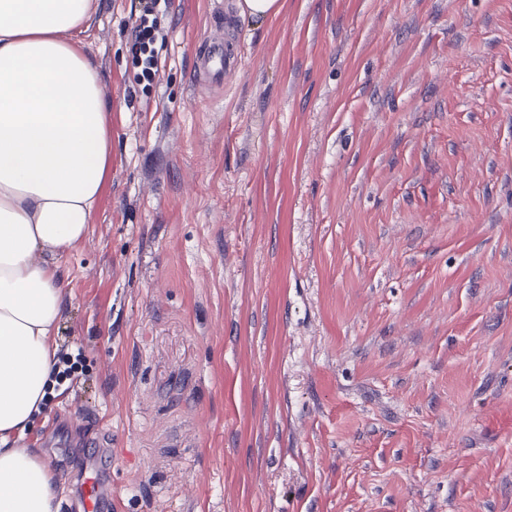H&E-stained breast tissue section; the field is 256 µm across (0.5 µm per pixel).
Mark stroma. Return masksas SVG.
Listing matches in <instances>:
<instances>
[{
  "label": "stroma",
  "instance_id": "obj_1",
  "mask_svg": "<svg viewBox=\"0 0 512 512\" xmlns=\"http://www.w3.org/2000/svg\"><path fill=\"white\" fill-rule=\"evenodd\" d=\"M91 0L112 169L25 437L82 512H512V0ZM162 2L166 8L167 0H139V14L131 27L130 36L133 42V60L136 68H140L139 80L146 82L145 86L153 87L158 82L159 67L155 56L154 44L161 36L158 26V15ZM235 7L242 19L265 20L281 12L283 0H236ZM238 65V53L233 43L214 41L205 44L197 57L195 72L200 78L215 85L224 83L228 70ZM102 499L101 475L96 468L84 472L81 483V500L84 512H100Z\"/></svg>",
  "mask_w": 512,
  "mask_h": 512
}]
</instances>
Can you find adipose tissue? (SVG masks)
<instances>
[{"mask_svg":"<svg viewBox=\"0 0 512 512\" xmlns=\"http://www.w3.org/2000/svg\"><path fill=\"white\" fill-rule=\"evenodd\" d=\"M89 19V0H0V512L62 503L21 439L55 371L60 261L86 237L112 165Z\"/></svg>","mask_w":512,"mask_h":512,"instance_id":"adipose-tissue-1","label":"adipose tissue"}]
</instances>
